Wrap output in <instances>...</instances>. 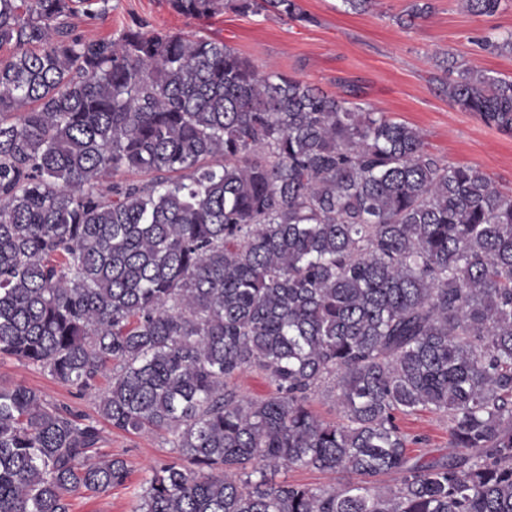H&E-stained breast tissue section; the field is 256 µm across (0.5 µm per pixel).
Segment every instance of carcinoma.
Returning <instances> with one entry per match:
<instances>
[{
	"label": "carcinoma",
	"instance_id": "obj_1",
	"mask_svg": "<svg viewBox=\"0 0 512 512\" xmlns=\"http://www.w3.org/2000/svg\"><path fill=\"white\" fill-rule=\"evenodd\" d=\"M75 4L0 0V356L79 391L107 375L102 420L170 435L131 512H512V196L354 92L196 35L82 41ZM170 5L307 20L297 0ZM448 99L512 136V79L461 69ZM253 369L273 391L241 398L227 381ZM329 381L341 424L309 405ZM420 410L448 417L438 460L397 422ZM102 442L0 385V512L126 486ZM273 480L277 483L288 481L290 483L329 487L343 482L345 480V476L339 473L291 468L288 470L282 469L273 476Z\"/></svg>",
	"mask_w": 512,
	"mask_h": 512
}]
</instances>
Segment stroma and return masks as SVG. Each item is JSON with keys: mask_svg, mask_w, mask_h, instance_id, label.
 I'll return each instance as SVG.
<instances>
[{"mask_svg": "<svg viewBox=\"0 0 512 512\" xmlns=\"http://www.w3.org/2000/svg\"><path fill=\"white\" fill-rule=\"evenodd\" d=\"M431 3L426 18L406 27L399 19L411 0H380L362 13L346 10L341 0H300L308 16L304 22L231 11L195 18L175 12L169 0H109L106 15L81 14L73 26L75 35L89 42L116 37L142 20L154 29L227 43L262 72H284L333 95L356 91L374 109L421 130L430 153L450 164L479 167L501 192L512 195V137L450 102L444 65L451 55L473 70L512 77V54L482 46L487 34L512 32V0H502L499 11L488 17L466 12L461 0ZM0 384L36 389L92 417L98 411V391L79 392L13 358L0 359ZM400 425L416 439L412 456L432 460L447 454V417L424 411L401 417ZM103 435L102 452L126 459L131 482L99 496L76 498L74 512H131L135 489L151 468L171 458L163 435L108 425Z\"/></svg>", "mask_w": 512, "mask_h": 512, "instance_id": "obj_1", "label": "stroma"}]
</instances>
